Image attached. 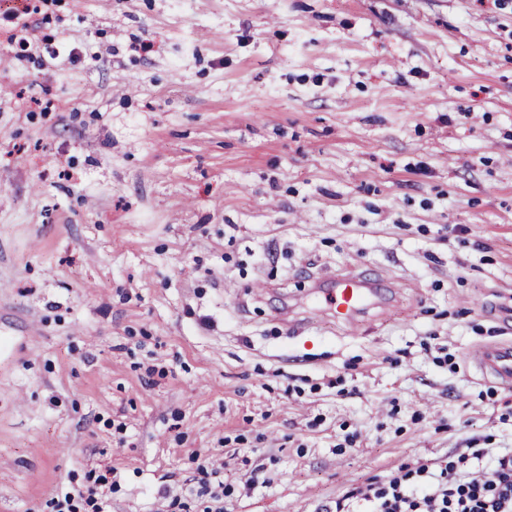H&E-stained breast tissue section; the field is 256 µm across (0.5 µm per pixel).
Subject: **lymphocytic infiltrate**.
Listing matches in <instances>:
<instances>
[{
  "mask_svg": "<svg viewBox=\"0 0 512 512\" xmlns=\"http://www.w3.org/2000/svg\"><path fill=\"white\" fill-rule=\"evenodd\" d=\"M512 512V448L461 449L454 459H420L384 482L346 492L320 512Z\"/></svg>",
  "mask_w": 512,
  "mask_h": 512,
  "instance_id": "f902f5d3",
  "label": "lymphocytic infiltrate"
}]
</instances>
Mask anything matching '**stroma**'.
Returning a JSON list of instances; mask_svg holds the SVG:
<instances>
[{
	"mask_svg": "<svg viewBox=\"0 0 512 512\" xmlns=\"http://www.w3.org/2000/svg\"><path fill=\"white\" fill-rule=\"evenodd\" d=\"M505 306L512 0H0V512L112 467L111 512H205L216 461L224 512H318L512 448L466 363ZM332 296L337 314H348L362 306L367 299V294L360 287L359 278L354 275H345L336 280V288H333ZM205 478L207 480H202V491L195 490V488H191L190 492L196 495L206 494L209 496L211 502H213L214 507H208L210 511L208 512H223L224 511V479L223 472L221 471V467L212 465L210 472L202 471Z\"/></svg>",
	"mask_w": 512,
	"mask_h": 512,
	"instance_id": "obj_1",
	"label": "stroma"
}]
</instances>
